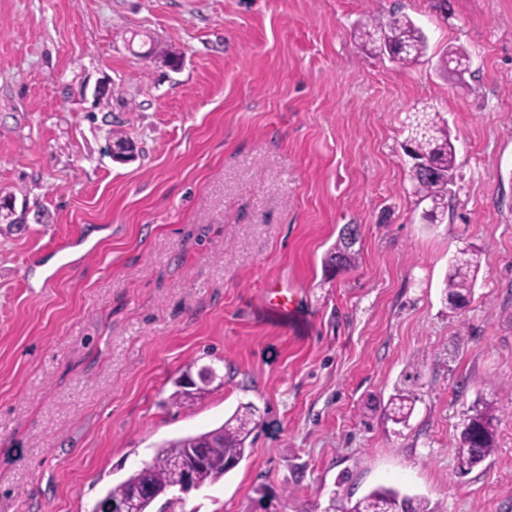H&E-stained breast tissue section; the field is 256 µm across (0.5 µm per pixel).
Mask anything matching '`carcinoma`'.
<instances>
[{
  "mask_svg": "<svg viewBox=\"0 0 512 512\" xmlns=\"http://www.w3.org/2000/svg\"><path fill=\"white\" fill-rule=\"evenodd\" d=\"M360 49L368 56L388 54L403 67L418 64L426 55L427 38L409 16L393 13L387 18L371 16L357 27ZM441 66L465 84L464 76L471 70V57L463 48L450 49L441 57ZM406 133L404 150L407 157H416L427 164L429 173L409 166V180L414 196L426 204L425 219L431 224L442 223L448 211V194L456 173L457 148L448 128V121L436 112L408 115L403 121ZM358 252L345 234H340L326 259L327 271L339 275L349 271L356 262ZM483 249L468 244L459 249L449 261L445 284V301L451 309L458 310L473 297L476 273L481 266ZM390 404L393 420L406 421L412 412V399L398 392ZM496 402L484 399L477 403L473 414L464 423L454 449L459 472L468 473L479 466L496 449ZM255 411L247 406L236 410L221 426L194 435L167 440L155 448L150 459L145 460L125 479L109 488L102 496L104 501L122 502L133 487L150 490L142 505V512H151L153 503L166 498V506L175 505L180 499L168 494L181 490L186 471L181 463L190 457V450L206 447L205 461L192 469L191 478L199 488L218 482L231 472L251 449L247 440L256 425ZM324 512H431L428 503L414 501L393 487H378L356 502L344 500L334 493Z\"/></svg>",
  "mask_w": 512,
  "mask_h": 512,
  "instance_id": "cac0c4a2",
  "label": "carcinoma"
}]
</instances>
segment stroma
Segmentation results:
<instances>
[{"label": "stroma", "mask_w": 512, "mask_h": 512, "mask_svg": "<svg viewBox=\"0 0 512 512\" xmlns=\"http://www.w3.org/2000/svg\"><path fill=\"white\" fill-rule=\"evenodd\" d=\"M394 12L428 38L417 66L353 38ZM135 33L158 58L132 55ZM451 46L462 85L438 67ZM418 104L457 138L439 224L400 148ZM113 129L136 160L107 154ZM0 196L18 217L0 223V512H91L160 443L248 404L249 457L174 512H293L288 490L323 512L379 486L512 512V0H0ZM346 224L360 256L331 278ZM468 243L488 256L453 311ZM273 288L294 291L291 321L267 313ZM203 364L223 385L171 404ZM485 398L496 450L462 475ZM441 66L459 79V84H465L464 76L471 70V57L463 48L449 49L441 57ZM483 255L486 256V253L482 248L468 244L449 261L445 284V301L450 305L449 309L459 310L469 298L472 299L476 273Z\"/></svg>", "instance_id": "stroma-1"}]
</instances>
